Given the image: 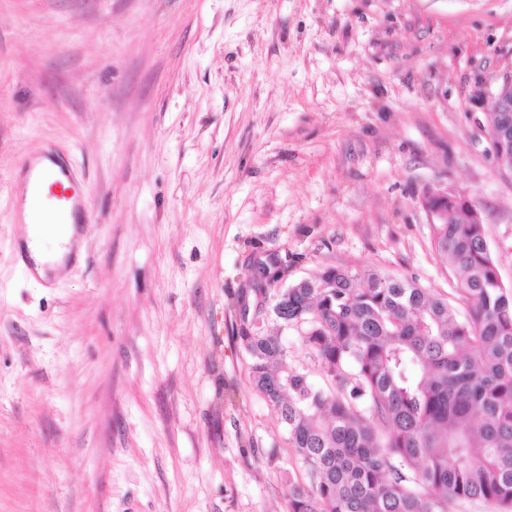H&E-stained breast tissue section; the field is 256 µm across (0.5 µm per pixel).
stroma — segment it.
Returning <instances> with one entry per match:
<instances>
[{
	"label": "stroma",
	"instance_id": "1",
	"mask_svg": "<svg viewBox=\"0 0 512 512\" xmlns=\"http://www.w3.org/2000/svg\"><path fill=\"white\" fill-rule=\"evenodd\" d=\"M512 0H0V512H288L308 483L250 385L245 317L339 266L468 307L426 192L479 206L512 286V175L483 106ZM53 151L91 213L59 274L10 173Z\"/></svg>",
	"mask_w": 512,
	"mask_h": 512
}]
</instances>
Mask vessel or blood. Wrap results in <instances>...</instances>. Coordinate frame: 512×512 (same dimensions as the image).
<instances>
[{
  "label": "vessel or blood",
  "mask_w": 512,
  "mask_h": 512,
  "mask_svg": "<svg viewBox=\"0 0 512 512\" xmlns=\"http://www.w3.org/2000/svg\"><path fill=\"white\" fill-rule=\"evenodd\" d=\"M73 178L70 167L51 153L41 155L26 167L23 190L32 202L28 220L35 229L49 225L63 233L69 224L87 222L83 198L69 187Z\"/></svg>",
  "instance_id": "obj_1"
}]
</instances>
